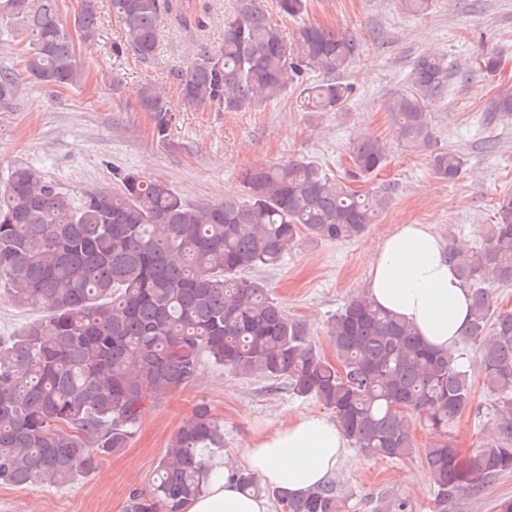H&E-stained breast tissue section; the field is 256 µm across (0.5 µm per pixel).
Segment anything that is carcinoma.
<instances>
[{
	"label": "carcinoma",
	"instance_id": "1",
	"mask_svg": "<svg viewBox=\"0 0 512 512\" xmlns=\"http://www.w3.org/2000/svg\"><path fill=\"white\" fill-rule=\"evenodd\" d=\"M136 53L155 56L168 15L204 30L195 0H110ZM297 17L307 0H277ZM74 25L86 40L98 35L96 0H83ZM0 32L27 44L25 67L46 86H76L83 74L57 0H0ZM359 55L355 39L317 24L288 39L263 0H234L224 17V41L170 71L198 107L228 111L281 96L296 78L308 112H340L350 87L340 79ZM334 78L304 81L309 70ZM448 64L415 61L412 90L385 104L398 141L429 157L432 174L453 182L463 156L438 148L428 107L442 98ZM14 74L0 69V103L14 98ZM140 107L166 124V109L149 85L136 90ZM354 173L368 179L387 164L383 142L367 135L350 152ZM117 188L76 203L30 167L15 168L0 188V295L40 315L0 336V483L64 486L95 471L102 457L126 448L148 407L197 375L203 359L238 376L285 384L300 399L322 404L351 445L365 456L412 458L417 444L407 417L416 414L435 435L423 450L435 488L434 512L463 510L466 499L512 472V311L498 308L490 283L512 286V192L499 195L495 221L459 261L470 292V320L459 343L474 351L426 344L415 329L365 294L352 296L327 323L336 362L321 356L306 325L285 311L267 283L253 275L278 265L301 235L317 241L361 237L392 201L383 186L360 193L308 161L264 163L241 175L244 196L189 204L163 181L116 175ZM493 396L501 445L464 455L448 425L472 403L471 370ZM224 429L198 404L161 457L149 494L130 512H182L212 472ZM240 486L262 494L251 471ZM281 512H347L326 482L306 493L274 491ZM403 499L379 498L374 512H409Z\"/></svg>",
	"mask_w": 512,
	"mask_h": 512
}]
</instances>
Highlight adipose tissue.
<instances>
[{
	"instance_id": "obj_1",
	"label": "adipose tissue",
	"mask_w": 512,
	"mask_h": 512,
	"mask_svg": "<svg viewBox=\"0 0 512 512\" xmlns=\"http://www.w3.org/2000/svg\"><path fill=\"white\" fill-rule=\"evenodd\" d=\"M366 262L367 294L376 306L411 324L428 345L455 346L470 318L468 291L430 225H397ZM346 447L336 421L303 414L253 438L242 456L270 487L299 493L326 481ZM234 468L226 459L215 462L207 485L183 512H268L266 498L239 488Z\"/></svg>"
}]
</instances>
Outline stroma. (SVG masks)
Instances as JSON below:
<instances>
[{"label": "stroma", "instance_id": "35a3bbf8", "mask_svg": "<svg viewBox=\"0 0 512 512\" xmlns=\"http://www.w3.org/2000/svg\"><path fill=\"white\" fill-rule=\"evenodd\" d=\"M272 20L288 37L300 26L320 24L354 36L360 54L344 73L352 88L341 112H305L296 90L262 104L229 112L214 104L188 102L169 79L172 68L200 49L217 48L232 0H209L206 30L165 19L155 56L142 60L98 0V35L76 41L85 81L78 87H48L25 68L22 46L0 37V68L15 73L19 90L0 108V184L13 168L29 166L74 200L108 192L117 172L162 180L189 203L219 202L244 193L246 168L288 159L317 164L341 179L352 171L350 151L363 134L387 141L388 162L377 177L353 181L365 192L377 184L392 190L390 208L353 241L320 242L301 237L282 263L259 270L272 296L302 320L318 351L334 359L326 325L353 295L364 292L366 254L400 224H428L447 244L480 243V227L492 223L499 195L512 191V119L495 114L500 96L512 94V0H433L428 13L409 16L398 0H308L298 18L280 14L265 0ZM433 54L448 62V91L432 107L440 149L461 154L458 180L435 178L426 155L407 151L393 135L385 112L388 97L412 87V66ZM500 67L484 71L483 58ZM151 84L165 101L170 121L158 132L137 88ZM470 409L448 429L462 452L482 446L492 428L490 396L481 376L473 378ZM207 403L224 426L223 455L239 457L257 433L303 413L326 415L314 400L272 391L262 377H239L203 361L196 379L151 407L120 453L65 487L20 488L0 484V512H125L133 493L148 492L171 437L198 403ZM418 455L403 461L372 459L347 448L332 476L348 512H372L377 496L407 500L412 512H433L434 486L421 454L433 436L419 417L409 419Z\"/></svg>", "mask_w": 512, "mask_h": 512}]
</instances>
